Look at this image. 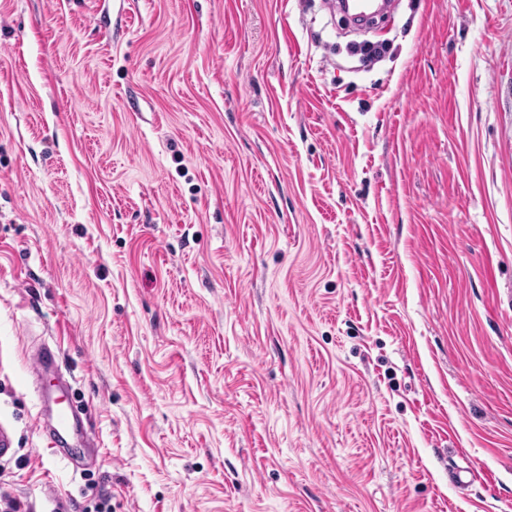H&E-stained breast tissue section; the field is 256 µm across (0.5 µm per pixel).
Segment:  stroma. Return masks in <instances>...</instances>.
<instances>
[{
    "label": "stroma",
    "instance_id": "obj_1",
    "mask_svg": "<svg viewBox=\"0 0 512 512\" xmlns=\"http://www.w3.org/2000/svg\"><path fill=\"white\" fill-rule=\"evenodd\" d=\"M1 426L30 512H512V0H0ZM58 349L54 350L48 345L41 346L34 355L33 374L36 380L35 393L42 405L50 399L48 391L41 383L40 375L57 367ZM75 409L70 405H62L55 414V426L53 427L52 443L58 445L62 443L63 434L69 432L73 428V419Z\"/></svg>",
    "mask_w": 512,
    "mask_h": 512
}]
</instances>
